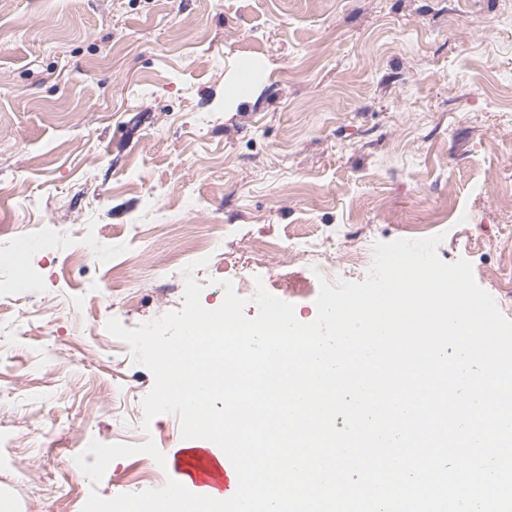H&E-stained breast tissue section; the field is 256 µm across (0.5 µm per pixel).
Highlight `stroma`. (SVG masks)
I'll list each match as a JSON object with an SVG mask.
<instances>
[{
  "instance_id": "obj_1",
  "label": "stroma",
  "mask_w": 512,
  "mask_h": 512,
  "mask_svg": "<svg viewBox=\"0 0 512 512\" xmlns=\"http://www.w3.org/2000/svg\"><path fill=\"white\" fill-rule=\"evenodd\" d=\"M263 80L241 83L242 64ZM439 215L446 262L486 276L512 236V0H0V477L30 512H82L150 485V457L98 486L70 470L91 441L198 448L176 415L144 424L152 373L105 329L256 282L317 316L349 256ZM224 227L197 266L196 248ZM102 263L67 264L88 244Z\"/></svg>"
}]
</instances>
